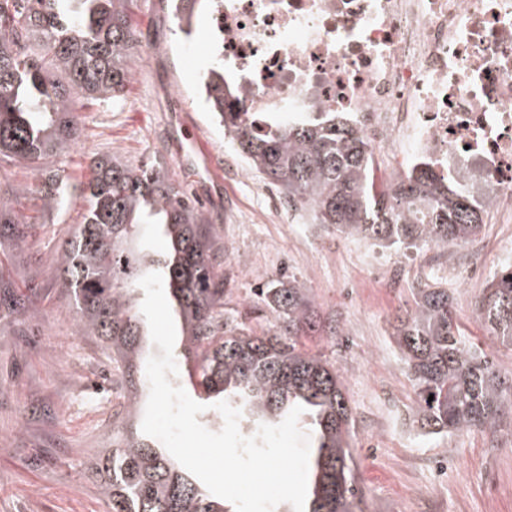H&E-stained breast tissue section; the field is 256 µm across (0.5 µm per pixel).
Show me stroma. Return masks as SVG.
I'll return each mask as SVG.
<instances>
[{"instance_id":"stroma-1","label":"stroma","mask_w":512,"mask_h":512,"mask_svg":"<svg viewBox=\"0 0 512 512\" xmlns=\"http://www.w3.org/2000/svg\"><path fill=\"white\" fill-rule=\"evenodd\" d=\"M131 14L137 72L119 100L84 109L80 141L61 159L66 206L33 212L25 188L34 177L21 164L0 170L11 210L33 225L26 244L0 240V297L18 303L16 313L0 310V512H105L88 462L101 454L128 390L100 342L76 334L75 306L53 272L82 219L92 153L166 168L211 213L224 242L229 306L255 304V288L293 276L321 318L337 323L340 335L305 342L346 378L356 512H512V417L469 433L402 431L396 415L411 409L416 388L392 337L395 317L412 306V288L436 280L454 288L452 272L489 284L512 261V236L484 224L480 237L492 243L484 264L452 269V247L384 250L312 223L307 213L274 210L259 174L229 177L241 156L198 94L214 56L208 10L188 37L175 34L167 0H135ZM458 313L469 342L512 373V347L489 336L472 308ZM405 488L417 489L415 500L402 496Z\"/></svg>"}]
</instances>
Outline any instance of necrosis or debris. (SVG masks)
<instances>
[{
    "label": "necrosis or debris",
    "instance_id": "1",
    "mask_svg": "<svg viewBox=\"0 0 512 512\" xmlns=\"http://www.w3.org/2000/svg\"><path fill=\"white\" fill-rule=\"evenodd\" d=\"M245 109L333 112L394 183L427 166L512 224V0H212Z\"/></svg>",
    "mask_w": 512,
    "mask_h": 512
}]
</instances>
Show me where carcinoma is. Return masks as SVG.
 Listing matches in <instances>:
<instances>
[{
  "label": "carcinoma",
  "instance_id": "1",
  "mask_svg": "<svg viewBox=\"0 0 512 512\" xmlns=\"http://www.w3.org/2000/svg\"><path fill=\"white\" fill-rule=\"evenodd\" d=\"M173 0L180 32L190 36L201 2ZM133 0H0V163L21 162L39 176L78 143L83 101L120 98L133 77L131 50L138 34ZM216 125L249 167L266 176L315 224H333L351 238L383 248L458 246L475 238L484 211L470 195L438 184L422 168L392 186L377 183L371 151L353 129L322 119L260 123L243 106L240 85L224 77V55L199 82ZM92 178L82 224L61 247L54 274L68 288L78 313L76 333L96 337L112 351L129 388L123 425L112 428V449L92 470L106 512H228L197 477L144 433L124 424L138 412L143 373L144 321L131 293L146 274L159 272L172 291L179 357L193 364L207 397L233 392L253 404L258 423L283 419L300 405L311 419L317 448L310 468L306 512H353L359 493L351 466L352 419L343 371L324 354L303 348L309 332L336 333L319 320L305 285L292 277L257 289L268 327L252 312L224 309V246L208 214L167 172L117 155L89 157ZM66 176L57 171L30 189L35 210L59 202ZM157 224L169 252L146 262L133 245L138 225ZM0 200V238L27 242ZM414 305L397 317L394 339L417 385L413 423L429 433L494 429L512 411V375L462 337L448 289L426 284ZM478 320L501 344L512 346V263L503 264L476 306Z\"/></svg>",
  "mask_w": 512,
  "mask_h": 512
}]
</instances>
